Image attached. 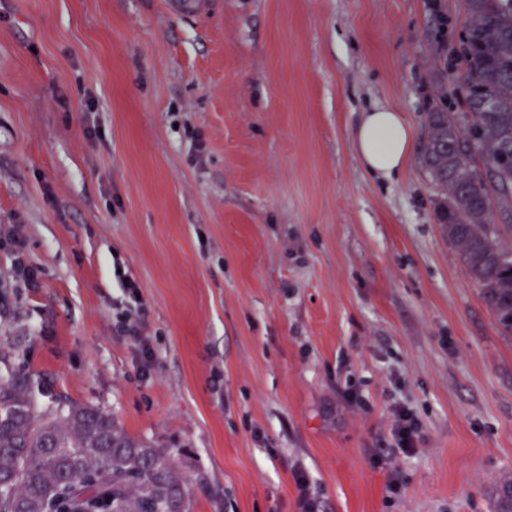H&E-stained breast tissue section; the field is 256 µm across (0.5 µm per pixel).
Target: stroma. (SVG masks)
Returning a JSON list of instances; mask_svg holds the SVG:
<instances>
[{"instance_id":"obj_1","label":"stroma","mask_w":512,"mask_h":512,"mask_svg":"<svg viewBox=\"0 0 512 512\" xmlns=\"http://www.w3.org/2000/svg\"><path fill=\"white\" fill-rule=\"evenodd\" d=\"M464 22L463 0H0V373L177 448L189 512H497L512 337L421 162ZM377 105L412 131L390 179L355 146ZM418 425L405 410H398L395 438L398 448L408 452L414 450Z\"/></svg>"}]
</instances>
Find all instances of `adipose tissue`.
<instances>
[{
    "label": "adipose tissue",
    "instance_id": "obj_1",
    "mask_svg": "<svg viewBox=\"0 0 512 512\" xmlns=\"http://www.w3.org/2000/svg\"><path fill=\"white\" fill-rule=\"evenodd\" d=\"M355 143L365 169L389 177L405 166L412 134L397 112L382 106L363 114Z\"/></svg>",
    "mask_w": 512,
    "mask_h": 512
}]
</instances>
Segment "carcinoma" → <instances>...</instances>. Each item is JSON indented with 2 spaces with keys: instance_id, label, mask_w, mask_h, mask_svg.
Listing matches in <instances>:
<instances>
[{
  "instance_id": "carcinoma-1",
  "label": "carcinoma",
  "mask_w": 512,
  "mask_h": 512,
  "mask_svg": "<svg viewBox=\"0 0 512 512\" xmlns=\"http://www.w3.org/2000/svg\"><path fill=\"white\" fill-rule=\"evenodd\" d=\"M445 65L457 112L426 113L422 163L445 191L438 218L503 332L512 334V249L491 201L512 197V0H464ZM176 449L135 439L97 408L41 406L27 378L0 377V512H188Z\"/></svg>"
}]
</instances>
